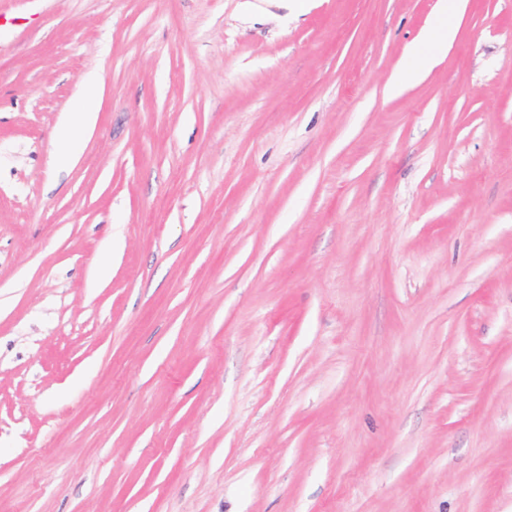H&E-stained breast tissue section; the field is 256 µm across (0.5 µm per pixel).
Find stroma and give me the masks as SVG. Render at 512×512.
Instances as JSON below:
<instances>
[{
    "label": "stroma",
    "mask_w": 512,
    "mask_h": 512,
    "mask_svg": "<svg viewBox=\"0 0 512 512\" xmlns=\"http://www.w3.org/2000/svg\"><path fill=\"white\" fill-rule=\"evenodd\" d=\"M440 6L0 0V512H512V0L392 94ZM98 95V86L95 81L90 80L86 83L83 91L81 104L74 113L73 127L76 137L83 135L85 130L89 127L92 117V104Z\"/></svg>",
    "instance_id": "stroma-1"
}]
</instances>
